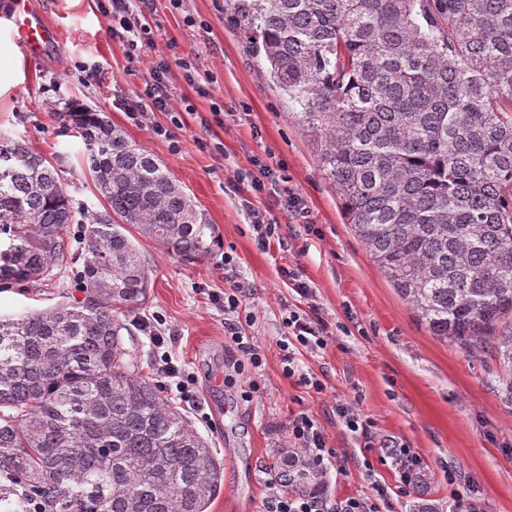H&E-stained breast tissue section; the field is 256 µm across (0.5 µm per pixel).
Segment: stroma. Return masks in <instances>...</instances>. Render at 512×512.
<instances>
[{
  "label": "stroma",
  "mask_w": 512,
  "mask_h": 512,
  "mask_svg": "<svg viewBox=\"0 0 512 512\" xmlns=\"http://www.w3.org/2000/svg\"><path fill=\"white\" fill-rule=\"evenodd\" d=\"M58 29L57 40L22 60L0 31V135L26 143L51 159L67 180L76 208L102 210L79 138L63 134L68 103L106 113L144 150L154 154L215 227L211 254L186 263L159 243L137 245L151 269L147 302L138 321L169 337L168 351L193 379L181 401L197 430L224 463V488L209 512H261L271 479L269 465L288 442V423L313 415L339 452L323 471V495L337 502L370 492L373 481L395 485L391 462L379 446H409L424 478L392 497L391 512H448V489L470 493L482 512H512V405L495 382L491 352L473 354L432 335L384 278L348 224L335 189L319 169L316 147L288 99L268 77L224 14V0H134L150 27L137 50L113 37L102 0H31ZM165 60L164 81L173 106L184 113L180 150L158 128L170 116L153 112L136 123L128 116L144 89L148 68ZM99 62L96 77L80 61ZM207 140L199 150L197 139ZM287 175L304 205L282 210L271 190L251 191L238 172L259 166ZM278 222L287 249L262 247L249 227L253 211ZM231 252L246 287L242 309L256 318L244 331L262 364L233 376L240 353L224 328L222 301L230 287L219 260ZM299 269L313 288L320 314L335 338L326 349L304 351L301 365L326 388L317 394L286 377L279 343L285 305L298 295L278 275ZM69 278L0 289V316L14 317L80 297ZM257 392H250V382ZM359 407L375 423L377 447H358L337 421L336 402Z\"/></svg>",
  "instance_id": "obj_1"
}]
</instances>
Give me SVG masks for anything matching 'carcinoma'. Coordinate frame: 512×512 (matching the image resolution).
<instances>
[{
    "label": "carcinoma",
    "instance_id": "cac0c4a2",
    "mask_svg": "<svg viewBox=\"0 0 512 512\" xmlns=\"http://www.w3.org/2000/svg\"><path fill=\"white\" fill-rule=\"evenodd\" d=\"M317 144L319 167L381 273L436 336L492 346L512 402V0H225ZM107 207L77 218L53 162L0 137V284L84 293L0 319V512H208L224 464L139 374L126 314L148 300L141 236L195 260L217 241L166 166L109 117L66 108ZM322 490L296 448L270 465Z\"/></svg>",
    "mask_w": 512,
    "mask_h": 512
}]
</instances>
